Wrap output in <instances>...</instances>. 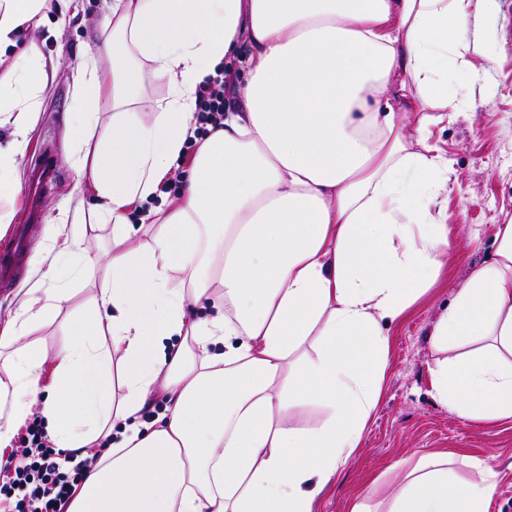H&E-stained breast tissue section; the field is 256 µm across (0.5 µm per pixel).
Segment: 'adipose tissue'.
<instances>
[{"label": "adipose tissue", "instance_id": "obj_1", "mask_svg": "<svg viewBox=\"0 0 512 512\" xmlns=\"http://www.w3.org/2000/svg\"><path fill=\"white\" fill-rule=\"evenodd\" d=\"M470 0H109L113 38L79 64L76 116L104 133L74 163L112 227V276L55 351L32 326L70 297L47 288L0 327V454L39 411L62 463L96 456L66 512H314L360 448L384 379L388 323L429 286L448 227V160L431 140L448 105L433 62L467 39ZM44 0H0V192L50 73ZM247 45L240 106L198 147L181 203L149 239L127 212L156 195L195 128V90ZM112 59L111 73L98 59ZM167 96L137 116L146 82ZM112 95L103 124L98 99ZM75 225L44 273L96 260ZM433 323L439 402L471 421L512 420V224ZM210 304L198 317L194 306ZM51 368L52 383L41 374ZM168 404L143 426L157 387ZM317 405L328 415L300 427ZM445 451L400 470L349 512H489L499 474L459 478Z\"/></svg>", "mask_w": 512, "mask_h": 512}]
</instances>
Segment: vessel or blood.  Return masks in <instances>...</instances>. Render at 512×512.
I'll return each mask as SVG.
<instances>
[{"label":"vessel or blood","instance_id":"b4317fda","mask_svg":"<svg viewBox=\"0 0 512 512\" xmlns=\"http://www.w3.org/2000/svg\"><path fill=\"white\" fill-rule=\"evenodd\" d=\"M30 169L22 201L24 222L13 229L8 245L0 248V283L11 282L20 273L29 253V227L42 221L45 197L62 174L58 157L49 152L33 157Z\"/></svg>","mask_w":512,"mask_h":512}]
</instances>
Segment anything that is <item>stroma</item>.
<instances>
[{"instance_id":"stroma-1","label":"stroma","mask_w":512,"mask_h":512,"mask_svg":"<svg viewBox=\"0 0 512 512\" xmlns=\"http://www.w3.org/2000/svg\"><path fill=\"white\" fill-rule=\"evenodd\" d=\"M81 4L77 14L64 15L56 0H47L43 11V52L58 67L17 165L26 170L29 155L47 145L57 152L65 176L45 199L47 219L33 232L21 280L0 289V324L15 314L27 289L46 270V249L59 239L63 225L73 223L78 204L93 201L90 178L72 159L80 138L74 119L76 65L97 48L104 3ZM448 76L455 85L448 95V119L433 126L431 135L450 161L448 200L423 221L447 225L452 248L431 289L391 324L382 397L368 421L363 446L339 470L315 512H349L353 497L372 484L385 494L395 479V464H413L426 450L454 452V469L464 478L475 475V462L492 465L501 477L491 512H512V421H468L438 401L431 379L436 354L428 336L457 288L489 258L494 226L512 222V0H497L480 42L449 53ZM69 287L67 305L30 334L50 351L92 292L78 281Z\"/></svg>"}]
</instances>
